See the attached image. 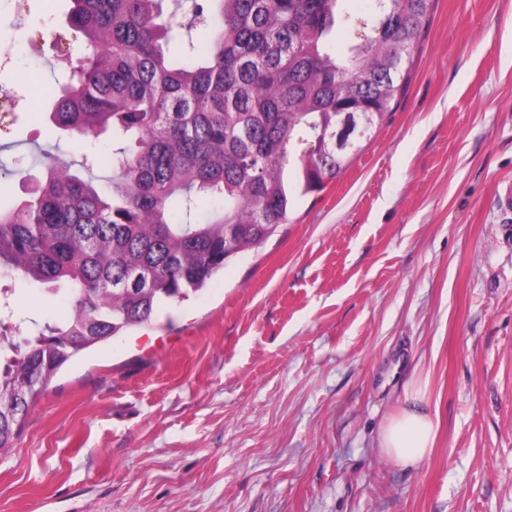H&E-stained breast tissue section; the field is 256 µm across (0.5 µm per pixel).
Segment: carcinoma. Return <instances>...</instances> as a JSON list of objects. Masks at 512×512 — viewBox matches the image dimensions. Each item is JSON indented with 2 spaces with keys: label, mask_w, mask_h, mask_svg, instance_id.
<instances>
[{
  "label": "carcinoma",
  "mask_w": 512,
  "mask_h": 512,
  "mask_svg": "<svg viewBox=\"0 0 512 512\" xmlns=\"http://www.w3.org/2000/svg\"><path fill=\"white\" fill-rule=\"evenodd\" d=\"M77 34L48 121L76 144L112 133V178L52 158L22 173L35 189L0 206V279L68 300L34 336H10L0 289V450L71 359L150 324L206 288L289 221L295 193L322 190L403 93L435 0H376L368 33L341 51L338 0H71ZM200 26L205 47L183 36ZM313 150L294 165L288 143ZM216 201L196 222L198 199Z\"/></svg>",
  "instance_id": "carcinoma-1"
}]
</instances>
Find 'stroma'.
I'll return each instance as SVG.
<instances>
[{"label":"stroma","mask_w":512,"mask_h":512,"mask_svg":"<svg viewBox=\"0 0 512 512\" xmlns=\"http://www.w3.org/2000/svg\"><path fill=\"white\" fill-rule=\"evenodd\" d=\"M70 0H0V205L47 153L67 69L20 32ZM512 0H437L403 94L289 223L153 329L66 364L0 453V512H512ZM20 335L67 305L13 283ZM440 431L404 469L377 443L411 374Z\"/></svg>","instance_id":"1"}]
</instances>
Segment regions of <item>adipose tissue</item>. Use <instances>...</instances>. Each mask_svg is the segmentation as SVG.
I'll return each mask as SVG.
<instances>
[{
  "instance_id": "1",
  "label": "adipose tissue",
  "mask_w": 512,
  "mask_h": 512,
  "mask_svg": "<svg viewBox=\"0 0 512 512\" xmlns=\"http://www.w3.org/2000/svg\"><path fill=\"white\" fill-rule=\"evenodd\" d=\"M438 417L427 402V384L415 377L404 388V406L384 422L379 446L403 467L420 464L435 446Z\"/></svg>"
}]
</instances>
